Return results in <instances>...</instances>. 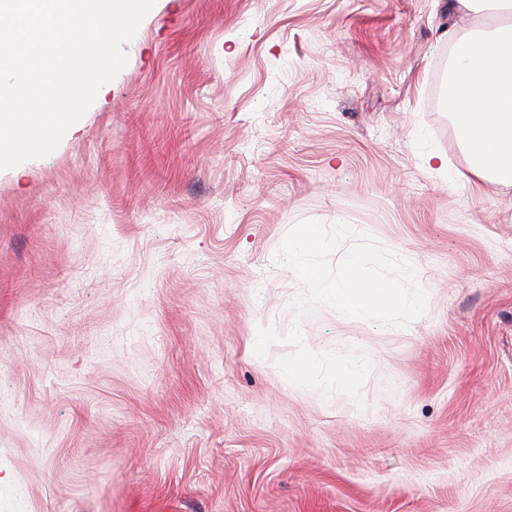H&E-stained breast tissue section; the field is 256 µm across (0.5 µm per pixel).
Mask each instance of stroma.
Wrapping results in <instances>:
<instances>
[{"label":"stroma","instance_id":"1","mask_svg":"<svg viewBox=\"0 0 512 512\" xmlns=\"http://www.w3.org/2000/svg\"><path fill=\"white\" fill-rule=\"evenodd\" d=\"M450 2L156 0L0 171V512H512V190L443 72L494 24ZM353 249L422 312L341 318ZM319 237L312 227L298 232L288 245V265L310 280H316L309 262L312 253L319 248Z\"/></svg>","mask_w":512,"mask_h":512}]
</instances>
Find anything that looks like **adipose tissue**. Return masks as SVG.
<instances>
[{"instance_id": "adipose-tissue-1", "label": "adipose tissue", "mask_w": 512, "mask_h": 512, "mask_svg": "<svg viewBox=\"0 0 512 512\" xmlns=\"http://www.w3.org/2000/svg\"><path fill=\"white\" fill-rule=\"evenodd\" d=\"M448 110L468 157L474 182L512 188V24L492 34L464 37L453 46L448 72ZM347 272L325 298L345 318L393 306L419 314L422 297L400 298L383 281L368 277L359 252H349Z\"/></svg>"}]
</instances>
